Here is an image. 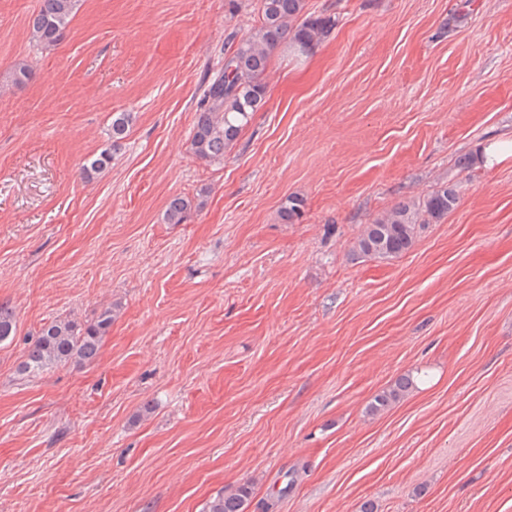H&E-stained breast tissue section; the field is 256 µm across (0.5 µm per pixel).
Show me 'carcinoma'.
Returning a JSON list of instances; mask_svg holds the SVG:
<instances>
[{
	"mask_svg": "<svg viewBox=\"0 0 512 512\" xmlns=\"http://www.w3.org/2000/svg\"><path fill=\"white\" fill-rule=\"evenodd\" d=\"M78 0H40L28 24L29 39L44 49L54 47L65 35L75 16ZM339 22L331 12H307L306 0H259L257 19L251 30L228 50L224 67L207 80L199 102L191 138L193 155L212 162L224 157L236 144L266 104L264 76L274 51L282 44L291 50L310 51L327 39ZM132 116L119 112L112 117V145L125 138ZM112 162V149L106 148L82 166V177L90 182ZM460 182L433 189L423 199L400 202L376 216L358 236L352 249L354 260L390 261L409 250L416 238L433 220H440L454 210L459 200ZM303 200L289 197L280 216L292 223L301 214ZM191 209V201L182 196L170 198L165 207L169 224H182ZM112 307L102 308L89 323L54 320L43 326L19 370L38 374L69 362L94 361L101 341L112 328ZM16 320L12 311L0 306V342L15 335ZM409 375H401L388 388L376 394L367 406L377 415L400 401L413 387ZM252 490L242 485L221 491L211 498L203 512H248Z\"/></svg>",
	"mask_w": 512,
	"mask_h": 512,
	"instance_id": "obj_1",
	"label": "carcinoma"
}]
</instances>
